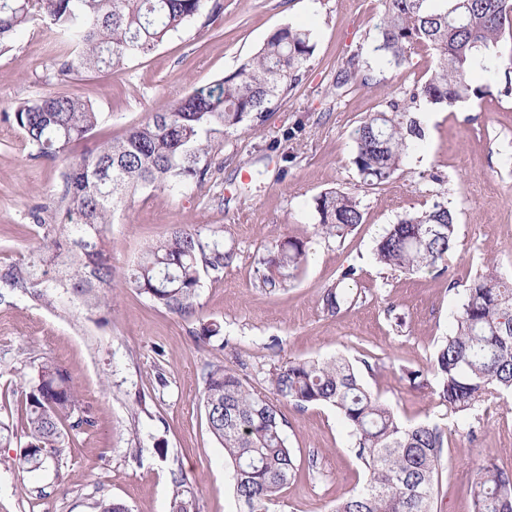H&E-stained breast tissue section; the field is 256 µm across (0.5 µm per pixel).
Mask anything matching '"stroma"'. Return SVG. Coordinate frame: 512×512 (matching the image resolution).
<instances>
[{
    "label": "stroma",
    "mask_w": 512,
    "mask_h": 512,
    "mask_svg": "<svg viewBox=\"0 0 512 512\" xmlns=\"http://www.w3.org/2000/svg\"><path fill=\"white\" fill-rule=\"evenodd\" d=\"M208 27L193 23L150 56L112 72L57 76L61 41L46 25L30 26L0 54V267L27 260L42 234L26 211L46 201L60 175L34 157L17 127L4 120L22 101L49 89L88 99L106 121L73 148L94 149L145 121L162 102L230 75L277 28L314 30L316 48L299 85L262 128L243 123L224 139L223 165L203 188H146L118 211L106 231L114 279L108 308L89 313L72 299L46 306L29 293L0 290V512H96L103 499L130 512H170L175 477L187 476L200 512H238L224 450L208 430L200 401L209 365L237 369L265 390L271 367L290 359L343 356L362 366L365 385L405 422L438 424L447 434L434 512H471L469 485L486 458L512 471V392L466 413L440 405L431 386L410 381L427 370L450 332L476 274L512 280V96L419 113L424 148L388 182L368 186L353 162V132L386 110L434 60L415 50L408 65L374 83L334 90L351 56L368 59L382 0H222ZM295 137L283 140L285 129ZM279 142L278 152L268 146ZM336 189L360 200L362 224L344 237L316 233L314 200ZM442 203L457 214L446 270L378 265L374 249L401 217ZM177 224L217 233L238 253L223 273L207 275L196 311L183 317L130 288L123 274L149 243ZM306 239L308 263L280 291L259 288L254 259L275 242ZM348 267L358 300L334 316L317 298ZM223 333L196 342L200 323ZM70 374L94 424L69 432L59 467L19 471L25 446V379L40 358ZM288 445L301 459L295 481L270 512H330L364 483L349 428L335 409L282 404ZM315 461L308 471L307 461Z\"/></svg>",
    "instance_id": "1"
}]
</instances>
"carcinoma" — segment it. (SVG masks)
Segmentation results:
<instances>
[{"label": "carcinoma", "instance_id": "cac0c4a2", "mask_svg": "<svg viewBox=\"0 0 512 512\" xmlns=\"http://www.w3.org/2000/svg\"><path fill=\"white\" fill-rule=\"evenodd\" d=\"M384 10L371 59L351 56L333 87L369 84L375 73L400 68L414 50L433 54L430 77L388 110L369 115L355 130L354 164L369 186L402 170L418 152L424 131L411 113L419 106L450 108L489 96L512 95V59L491 51L512 23L509 0H383ZM220 0H0V53L11 50L25 28L44 23L62 36L69 51L56 61L57 73L110 71L150 55L168 36L195 21H210ZM316 47L312 30L287 24L233 74L174 102L159 104L146 121L128 128L88 153L71 148L104 121L90 102L49 92L17 105L13 122L35 156L61 167L49 202L28 208L29 223L43 235L29 260L0 267V286L52 302L43 292L56 288L88 310L108 304L112 257L103 233L115 213L141 188H201L209 181L224 136L248 121L260 127L300 82ZM64 211L71 224L52 223ZM318 231L342 237L363 222L361 202L330 191L315 198ZM456 233V215L445 206L406 216L389 225L374 252L391 269L434 270L446 265ZM306 241L287 237L255 259L258 285L276 292L296 279L307 262ZM237 253L194 224H177L147 245L124 274L125 283L155 305L190 316L202 274H220ZM356 269L341 273L323 290L319 304L334 316L356 296L348 283ZM429 373L440 404L455 413L512 390V282L478 274L466 288L454 330L439 344ZM209 430L232 468L241 512H268L298 467L288 448V421L277 402L299 408H335L351 429L352 449L365 470L362 487L336 503L332 512H433L435 483L445 432L426 422L405 423L362 383L344 357L289 360L269 370L266 391H255L224 365H212L200 395ZM68 372L45 358L38 378L25 390L26 450L21 470L59 466L65 427L92 425ZM189 480L174 478L171 512H198ZM472 512H512V473L487 458L470 487Z\"/></svg>", "mask_w": 512, "mask_h": 512}]
</instances>
